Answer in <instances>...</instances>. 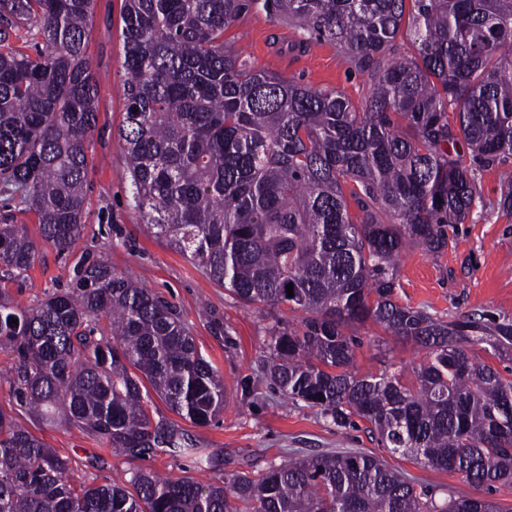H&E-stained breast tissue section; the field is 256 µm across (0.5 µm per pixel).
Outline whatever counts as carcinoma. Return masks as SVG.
Wrapping results in <instances>:
<instances>
[{
  "mask_svg": "<svg viewBox=\"0 0 512 512\" xmlns=\"http://www.w3.org/2000/svg\"><path fill=\"white\" fill-rule=\"evenodd\" d=\"M249 5L124 0L119 137L140 217L238 303L301 314V328L269 330L263 359L286 400L338 427L364 420L381 447L469 484H512V380L474 355L511 358L512 318L448 321L393 299L405 247L445 252L448 226L477 204V169L512 158V0H264L367 74L358 106L240 61L224 30ZM94 8L0 0V194L37 230L0 212L9 391L130 461L160 452L200 469L207 457L190 435L150 413L156 395L206 425L226 403L176 306L88 251L68 287L35 305L3 289L43 246L71 252L82 237L98 123ZM404 24L419 41L413 58L396 54ZM369 319L425 351L416 386L353 372ZM71 464L0 411V512H508L489 498L440 499L364 452L209 483L140 465L119 483L76 485Z\"/></svg>",
  "mask_w": 512,
  "mask_h": 512,
  "instance_id": "1",
  "label": "carcinoma"
}]
</instances>
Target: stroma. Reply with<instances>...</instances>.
I'll return each mask as SVG.
<instances>
[{
  "label": "stroma",
  "instance_id": "35a3bbf8",
  "mask_svg": "<svg viewBox=\"0 0 512 512\" xmlns=\"http://www.w3.org/2000/svg\"><path fill=\"white\" fill-rule=\"evenodd\" d=\"M124 0H97L86 57L100 88L98 125L91 139L87 182L89 199L80 249L104 256L114 270L140 279L158 297L177 306L201 353L224 380L226 406L205 426H180L214 461V470L198 473L200 481L239 471L262 472L291 458L327 451L358 450L376 454L405 477L438 492L490 497L512 512V484L493 489L463 482L458 474L433 469L372 442L364 421L338 427L304 404H283L262 375L261 361L269 328H295L297 314L288 308L246 307L197 266L156 237L139 216L122 161L118 128L124 118L126 75L120 32ZM304 37L296 23L269 13L260 0L224 31V42L248 66L292 78L315 88L335 89L360 103L365 76L327 41ZM512 177V159L478 176L482 196L465 223L449 227L453 244L440 255L409 247L402 253L397 303L420 307L445 319L487 311L512 317V211L497 200L504 180ZM74 255L46 248L42 263L28 277L11 284L12 298L31 305L52 290L67 287ZM354 370L400 375L413 385V370L423 359L418 347L390 335L374 322L360 331ZM0 411L12 416L37 439L62 456L76 459L73 480L103 485L127 479L130 465L105 443L85 431L30 418L0 383Z\"/></svg>",
  "mask_w": 512,
  "mask_h": 512
}]
</instances>
